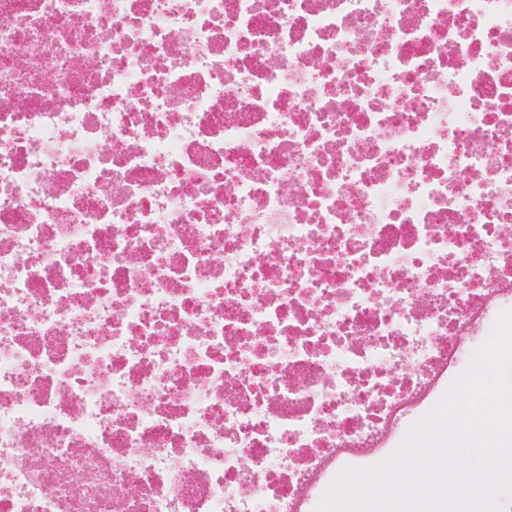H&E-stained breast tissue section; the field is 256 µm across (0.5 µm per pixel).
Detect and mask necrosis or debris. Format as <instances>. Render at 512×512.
<instances>
[{"label":"necrosis or debris","mask_w":512,"mask_h":512,"mask_svg":"<svg viewBox=\"0 0 512 512\" xmlns=\"http://www.w3.org/2000/svg\"><path fill=\"white\" fill-rule=\"evenodd\" d=\"M512 305V0H0V512H311Z\"/></svg>","instance_id":"4bbe7bcc"}]
</instances>
